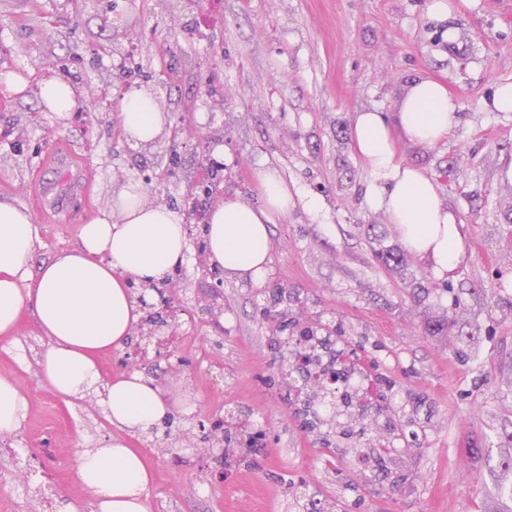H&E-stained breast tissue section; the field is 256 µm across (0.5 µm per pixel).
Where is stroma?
I'll use <instances>...</instances> for the list:
<instances>
[{"instance_id": "obj_1", "label": "stroma", "mask_w": 512, "mask_h": 512, "mask_svg": "<svg viewBox=\"0 0 512 512\" xmlns=\"http://www.w3.org/2000/svg\"><path fill=\"white\" fill-rule=\"evenodd\" d=\"M429 0H0V81L22 74L23 93L0 98V198L31 205L36 179L78 176L83 194L67 215L36 216V262L73 247L91 215L128 181L184 207L187 192L210 208L229 195L259 201L258 172L285 180L295 205L271 227L268 283L300 293L278 322L260 316L251 283L222 281L190 251L176 282L182 322L168 348L183 366L161 390L178 408L154 433L133 437L150 469L153 512H290L293 493L349 502L348 512H512V112L489 103L512 83V0H477L442 24ZM178 29L170 38L169 29ZM63 74L94 89L80 114L42 111L36 86ZM442 82L461 120L436 145L399 141L405 163L437 177L465 224L470 247L454 278L432 276L413 255L393 269L379 252L400 241L366 202L371 180L353 153L356 112L395 118L409 82ZM146 86L168 115L153 147L120 135L123 91ZM225 148L223 180L206 155ZM67 154L69 170L52 167ZM322 202L311 211L310 199ZM320 311L351 337L387 406L414 403L431 420L419 444L399 438L384 471L372 456L320 447L294 413L272 338L280 325ZM47 347L32 312L0 341V374L28 398L21 427L0 440V512H93L76 478L84 448L110 429L102 396L67 402L40 373ZM144 375L167 362L155 346L103 355V378L123 355ZM268 430L265 448L224 465L184 441L211 416Z\"/></svg>"}]
</instances>
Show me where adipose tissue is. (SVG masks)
<instances>
[{
    "label": "adipose tissue",
    "instance_id": "1",
    "mask_svg": "<svg viewBox=\"0 0 512 512\" xmlns=\"http://www.w3.org/2000/svg\"><path fill=\"white\" fill-rule=\"evenodd\" d=\"M42 111L69 115L81 103L73 83L55 76L39 87ZM121 135L138 147L153 146L168 124L155 93L146 87L119 101ZM459 105L439 81L418 77L399 103L397 123L383 113L355 114L348 131L355 155L371 177L369 204L383 211L404 248L437 278L455 271L464 254L467 230L444 204L439 183L422 168L404 163L396 132L421 145L447 139L458 122ZM262 195L255 206L228 196L208 215L207 254L225 279L262 285L271 270L270 226L287 216L293 200L275 172L258 175ZM183 210L152 199L130 182L109 207L79 229V243L35 265L34 216L24 205L0 199V338L16 333L24 310L35 314L48 347L39 366L63 398L83 399L105 392V412L116 428L77 463L80 483L94 497V512H152L151 474L130 448V434H151L173 409L151 380L138 373L103 381L99 355L124 350L143 312L129 281L158 282L184 265L190 250ZM28 400L17 381L0 375V438L15 432Z\"/></svg>",
    "mask_w": 512,
    "mask_h": 512
}]
</instances>
